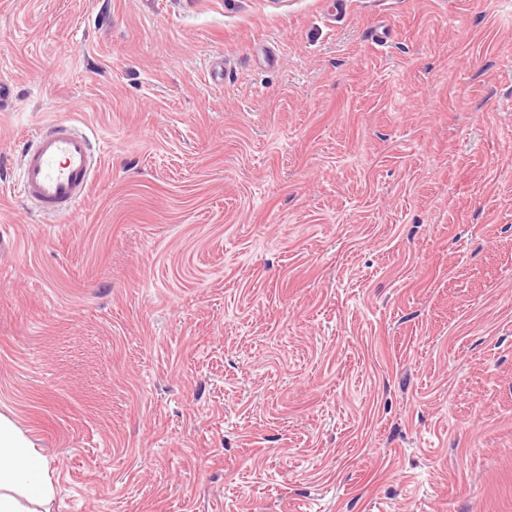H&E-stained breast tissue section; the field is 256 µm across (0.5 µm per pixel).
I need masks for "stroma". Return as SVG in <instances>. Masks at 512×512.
I'll return each instance as SVG.
<instances>
[{
    "label": "stroma",
    "instance_id": "obj_1",
    "mask_svg": "<svg viewBox=\"0 0 512 512\" xmlns=\"http://www.w3.org/2000/svg\"><path fill=\"white\" fill-rule=\"evenodd\" d=\"M1 82L53 512H512V0H0ZM64 117L59 222L12 188ZM28 142L20 159L18 196L43 215L70 217L93 181L90 135L71 119H58L37 130Z\"/></svg>",
    "mask_w": 512,
    "mask_h": 512
}]
</instances>
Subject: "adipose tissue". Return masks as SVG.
Segmentation results:
<instances>
[{"mask_svg":"<svg viewBox=\"0 0 512 512\" xmlns=\"http://www.w3.org/2000/svg\"><path fill=\"white\" fill-rule=\"evenodd\" d=\"M56 485L44 456L0 415V512H48Z\"/></svg>","mask_w":512,"mask_h":512,"instance_id":"obj_1","label":"adipose tissue"}]
</instances>
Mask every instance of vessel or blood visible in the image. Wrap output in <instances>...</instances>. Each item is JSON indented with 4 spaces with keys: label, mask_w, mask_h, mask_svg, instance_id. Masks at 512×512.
I'll return each mask as SVG.
<instances>
[{
    "label": "vessel or blood",
    "mask_w": 512,
    "mask_h": 512,
    "mask_svg": "<svg viewBox=\"0 0 512 512\" xmlns=\"http://www.w3.org/2000/svg\"><path fill=\"white\" fill-rule=\"evenodd\" d=\"M93 175L90 135L72 120L58 119L30 137L16 190L39 213L67 218L87 196Z\"/></svg>",
    "instance_id": "1"
}]
</instances>
